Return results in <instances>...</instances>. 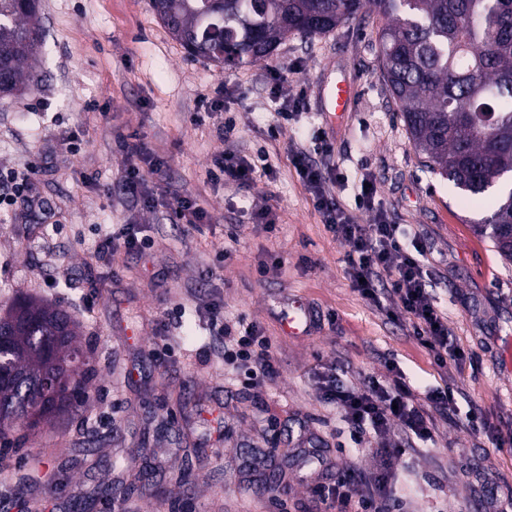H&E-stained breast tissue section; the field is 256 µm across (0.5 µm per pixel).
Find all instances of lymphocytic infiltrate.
Segmentation results:
<instances>
[{"label":"lymphocytic infiltrate","instance_id":"f902f5d3","mask_svg":"<svg viewBox=\"0 0 512 512\" xmlns=\"http://www.w3.org/2000/svg\"><path fill=\"white\" fill-rule=\"evenodd\" d=\"M312 144L311 151L294 153L292 163L309 189L326 231L347 247L344 262L351 288L367 303L385 308L390 318L407 321L439 366L461 360L462 351L449 341L448 319L432 302L434 283L425 266L423 245L404 225L389 222L376 200L375 187H361L355 209H348L334 192L341 177L328 165L334 153L332 141L318 130ZM119 149L127 160L125 187L142 196L146 207H165L190 234L209 223V213L197 202L176 194L158 197L149 189L148 176L159 173L164 162L144 142L125 140ZM271 172V167L257 166L253 160L227 151L212 158L207 175L211 181L249 192L267 184ZM363 213L370 214V223L360 222ZM205 311L211 330L224 341L225 364L236 368L254 387L275 378L272 344L257 322L241 318L227 323L222 309L215 304L206 305ZM321 391L327 403L336 405L350 434L370 432L382 440L379 455L385 460L404 455L413 440L430 439L432 412L448 410L455 400L452 386H429L418 393L398 373L391 383L369 376L352 389L344 387L332 373L325 377ZM399 480V474L383 466L364 488H357L355 480L342 477L331 485L315 486L314 493L322 501L336 505L338 512H347L353 503L361 512H391L396 502L390 490Z\"/></svg>","mask_w":512,"mask_h":512}]
</instances>
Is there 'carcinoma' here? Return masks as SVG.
<instances>
[{
    "instance_id": "1",
    "label": "carcinoma",
    "mask_w": 512,
    "mask_h": 512,
    "mask_svg": "<svg viewBox=\"0 0 512 512\" xmlns=\"http://www.w3.org/2000/svg\"><path fill=\"white\" fill-rule=\"evenodd\" d=\"M171 36L217 66L259 62L289 36L376 16L380 71L425 166L497 206L475 231L512 261V0H152ZM40 0H0V97L21 93L39 53ZM92 377L63 310L19 296L0 310V454L79 414Z\"/></svg>"
}]
</instances>
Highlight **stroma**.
<instances>
[{
  "mask_svg": "<svg viewBox=\"0 0 512 512\" xmlns=\"http://www.w3.org/2000/svg\"><path fill=\"white\" fill-rule=\"evenodd\" d=\"M43 45L33 78L0 98V168L36 166L34 203L0 223V304L19 295L48 301L79 322L94 372L91 400L32 435L21 455L0 458V512L42 503L58 512H322L313 493L339 472L376 471L379 439L352 443L339 412L319 392L321 365H335L348 386L385 380L387 360L405 379L457 389L456 404L434 415L433 437L416 441L391 468L405 473L398 492L407 512H505L512 507V264L473 228L493 197L475 201L423 165L379 70L378 28L365 15L320 36L289 37L265 61L219 68L194 59L170 35L151 0H42ZM298 73L285 93L305 91L302 110L278 124L269 93L272 70ZM349 82L354 95L336 115L324 85ZM217 99L209 123L193 124L200 98ZM236 120L233 146L265 149L270 187L244 193L210 182L207 169L226 144L217 133ZM85 132L78 153L65 131ZM325 129L330 160L344 177L336 191L354 207L370 175L391 223L408 225L426 247L435 306L448 315L461 363L434 365L408 324L354 292L346 248L326 232L291 154L311 150ZM138 137L167 167L155 192L195 198L212 217L188 236L166 209L144 206L123 185L119 141ZM273 209L276 229L254 224ZM144 225L143 252L97 258L99 239L116 224ZM232 254L221 278L200 271L215 253ZM278 258L277 273L259 266ZM94 295L91 313L80 307ZM298 301L318 318L307 335L282 328L281 311ZM227 321L260 322L277 375L261 387L242 383L224 362L204 306ZM175 348L162 360L163 343ZM477 408L483 432L464 425Z\"/></svg>",
  "mask_w": 512,
  "mask_h": 512,
  "instance_id": "1",
  "label": "stroma"
}]
</instances>
